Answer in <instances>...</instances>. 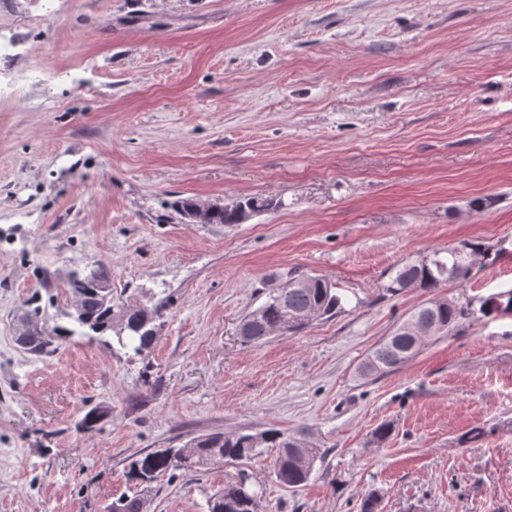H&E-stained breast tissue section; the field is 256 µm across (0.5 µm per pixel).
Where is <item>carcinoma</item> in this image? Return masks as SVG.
I'll return each instance as SVG.
<instances>
[{
    "label": "carcinoma",
    "mask_w": 512,
    "mask_h": 512,
    "mask_svg": "<svg viewBox=\"0 0 512 512\" xmlns=\"http://www.w3.org/2000/svg\"><path fill=\"white\" fill-rule=\"evenodd\" d=\"M273 202L246 198L228 207L214 205L202 207L191 199L174 202L173 210L186 224H240L251 213L268 210ZM499 252L482 243H464L460 247L434 252L432 258L421 262H408L395 267L385 285L391 293L408 288L433 292L452 281L470 278L474 258L496 260ZM107 273L97 267L86 266L71 272L65 288L71 300L80 307V316L74 320L78 329L51 327L41 318L39 306L29 310L25 317L29 328L16 337L17 343L30 355L43 357L53 354L63 336H89L105 338L107 346L118 345L139 355L149 349L156 338L155 322L163 316L164 304L149 307L143 303L116 304L112 291L105 290ZM471 301L430 298L414 312L421 325H433L452 331L461 319L470 315ZM342 309V298L333 284L319 276H305V282L288 280L272 288L266 301L242 318L241 341L247 345L260 344L272 336L299 333L312 325V321L329 319ZM512 312V290L500 292L480 300L478 313L484 317ZM420 344L413 336L403 333L390 335L379 342L359 367L360 375L367 378L392 372L417 355ZM259 448H276L273 461L277 480L290 488L303 486L310 478L316 461L323 459L320 449L313 448L295 436L280 430L211 434L198 437L181 448H165L148 453L130 466V474L142 482H151L158 476L177 470L201 469L215 461H238L255 455ZM261 495L253 487L249 474L244 471L224 484L207 501L208 512H260ZM118 512H148L144 497H120L115 500Z\"/></svg>",
    "instance_id": "obj_1"
}]
</instances>
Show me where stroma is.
<instances>
[{"instance_id": "obj_1", "label": "stroma", "mask_w": 512, "mask_h": 512, "mask_svg": "<svg viewBox=\"0 0 512 512\" xmlns=\"http://www.w3.org/2000/svg\"><path fill=\"white\" fill-rule=\"evenodd\" d=\"M0 512H206L238 471L261 512H512V314L475 316L399 369L356 374L427 294L391 268L483 242L440 288L512 289V0H0ZM30 79L14 84L18 72ZM277 208L184 224L175 200ZM86 265L164 303L141 355L16 343L67 326ZM297 274L343 308L243 344ZM392 431L377 440L376 429ZM278 429L326 452L293 489L275 451L145 484L130 464L213 433Z\"/></svg>"}]
</instances>
